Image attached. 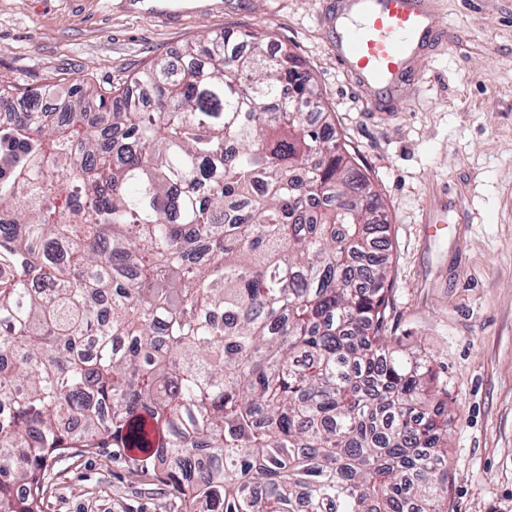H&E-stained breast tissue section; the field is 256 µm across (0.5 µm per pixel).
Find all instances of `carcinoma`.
<instances>
[{
  "label": "carcinoma",
  "instance_id": "carcinoma-1",
  "mask_svg": "<svg viewBox=\"0 0 512 512\" xmlns=\"http://www.w3.org/2000/svg\"><path fill=\"white\" fill-rule=\"evenodd\" d=\"M41 89L0 76V512L106 448L184 512H447L448 389L296 56L226 30Z\"/></svg>",
  "mask_w": 512,
  "mask_h": 512
}]
</instances>
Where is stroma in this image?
<instances>
[{"instance_id": "obj_1", "label": "stroma", "mask_w": 512, "mask_h": 512, "mask_svg": "<svg viewBox=\"0 0 512 512\" xmlns=\"http://www.w3.org/2000/svg\"><path fill=\"white\" fill-rule=\"evenodd\" d=\"M330 2L177 0L156 17L133 0H0V74L35 91L47 73L117 85L224 30L293 51L391 224L393 332L448 387V512H512V0H433L452 38L390 112L354 93L330 54ZM48 470L44 512H183L120 461L75 455Z\"/></svg>"}]
</instances>
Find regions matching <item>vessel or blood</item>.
Here are the masks:
<instances>
[{"mask_svg": "<svg viewBox=\"0 0 512 512\" xmlns=\"http://www.w3.org/2000/svg\"><path fill=\"white\" fill-rule=\"evenodd\" d=\"M323 25L337 62L382 109L404 92L415 62L438 38L431 0H335Z\"/></svg>", "mask_w": 512, "mask_h": 512, "instance_id": "obj_1", "label": "vessel or blood"}]
</instances>
